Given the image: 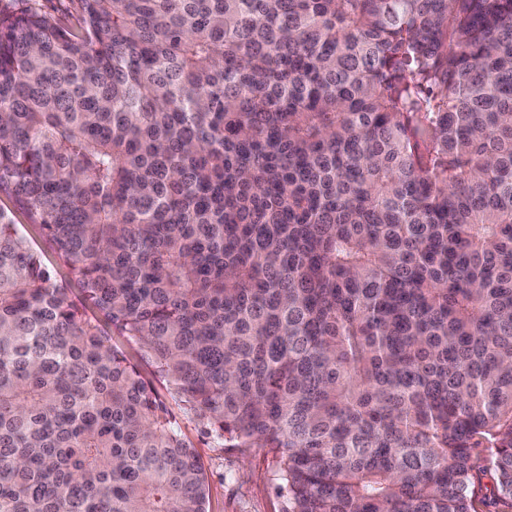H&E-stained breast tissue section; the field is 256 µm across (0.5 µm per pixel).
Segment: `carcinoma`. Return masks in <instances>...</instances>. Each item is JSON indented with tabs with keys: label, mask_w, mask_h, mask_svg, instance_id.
I'll use <instances>...</instances> for the list:
<instances>
[{
	"label": "carcinoma",
	"mask_w": 512,
	"mask_h": 512,
	"mask_svg": "<svg viewBox=\"0 0 512 512\" xmlns=\"http://www.w3.org/2000/svg\"><path fill=\"white\" fill-rule=\"evenodd\" d=\"M0 8V512H207L85 304L282 512L512 508V0ZM0 207L12 212V218L17 225L19 233L27 240L30 246L36 250L43 262L53 270L56 281L69 288V295L75 301L82 300V293L78 285L71 280L68 269L57 259L51 243L42 234L39 226L30 224L26 216L13 207L7 196L0 193Z\"/></svg>",
	"instance_id": "1"
}]
</instances>
